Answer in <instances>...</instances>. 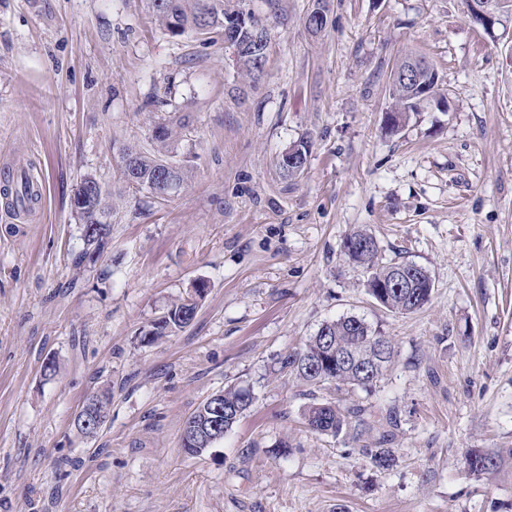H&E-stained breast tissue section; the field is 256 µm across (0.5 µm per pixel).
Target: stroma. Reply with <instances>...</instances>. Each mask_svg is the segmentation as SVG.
I'll use <instances>...</instances> for the list:
<instances>
[{"mask_svg":"<svg viewBox=\"0 0 512 512\" xmlns=\"http://www.w3.org/2000/svg\"><path fill=\"white\" fill-rule=\"evenodd\" d=\"M226 0L266 25L243 76L223 31L167 32L150 0H0V180L43 187L28 215L0 199V512H512V460L475 477L473 450L512 448V32L475 27L465 0ZM424 56L440 108L383 129L395 62ZM188 170L169 198L129 191L125 146ZM309 145L304 172L279 158ZM112 192V240L75 266L71 197ZM413 262L434 289L392 314L342 242ZM194 321L144 330L196 287ZM357 316L397 351L373 391L310 390L278 358ZM54 372H45L47 362ZM229 386L255 396L223 440L186 454V420ZM106 389L109 414L73 419ZM356 403L359 439L309 431L311 400ZM392 467L367 451L383 431Z\"/></svg>","mask_w":512,"mask_h":512,"instance_id":"obj_1","label":"stroma"}]
</instances>
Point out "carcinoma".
Instances as JSON below:
<instances>
[{
	"label": "carcinoma",
	"mask_w": 512,
	"mask_h": 512,
	"mask_svg": "<svg viewBox=\"0 0 512 512\" xmlns=\"http://www.w3.org/2000/svg\"><path fill=\"white\" fill-rule=\"evenodd\" d=\"M153 13L160 24L171 34L176 35L186 29L206 35L216 27L224 25V17L231 11L224 7V0H160L153 6ZM264 27L258 22L241 32L243 53L238 55V63L242 71L254 75L261 71L263 51L268 49V40L262 33ZM411 56L400 59L391 74L390 96L393 100L391 112L397 114L398 123L392 133L399 132L409 114L428 101L429 96L436 95L438 73L431 68L423 71L417 77L416 89L403 84L398 77L400 69ZM133 155V170L135 177L128 175L126 168H121L122 176L127 187L132 191L146 190L151 194H159L157 172L162 163L167 161L161 151H149L133 146L127 147ZM100 181L92 176H86L75 191V195L84 197L82 205L74 210L79 223L84 244L83 251L75 257V265L82 264L101 255L106 249L112 234L110 214L111 192L101 188L97 192L94 187ZM39 190L26 182L23 189H3L4 197L15 196V202L25 203L38 198ZM345 240H355L370 246L365 253L361 267L365 269L367 278L373 282L389 281L394 278V265H378L377 243L374 237L365 229H358L345 237ZM399 267L410 280L414 281L412 288H389L385 296L377 299V303L395 314H410L421 309L430 299L434 282L429 271L415 263H401ZM196 314V303L187 297L174 304L166 315L154 322L144 333V341L151 344L164 336L183 329L190 324ZM376 330L363 319L356 316H343L321 324L317 332L311 336L302 348L279 359V370L285 371L299 381L312 386H331L338 391L361 388L370 390L392 364L395 358V347L388 338L383 340L385 351L382 354L370 355V339ZM331 341L336 352L342 359L336 367L321 369L320 362L328 350L326 341ZM224 405L237 407L246 411L250 404L246 399L250 391L244 389L223 390ZM364 408L359 404L343 405L329 401H314L307 406L304 419L313 432L332 436L354 434L364 425ZM512 459V449L508 455L483 453L473 451L466 456L465 470L470 475H489L496 472L504 458Z\"/></svg>",
	"instance_id": "carcinoma-1"
}]
</instances>
